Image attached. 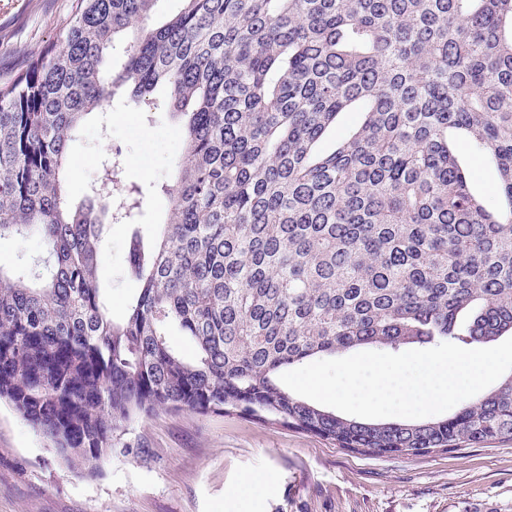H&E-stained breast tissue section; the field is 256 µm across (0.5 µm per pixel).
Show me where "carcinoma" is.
<instances>
[{
    "label": "carcinoma",
    "instance_id": "carcinoma-1",
    "mask_svg": "<svg viewBox=\"0 0 512 512\" xmlns=\"http://www.w3.org/2000/svg\"><path fill=\"white\" fill-rule=\"evenodd\" d=\"M155 2L77 0L61 45L0 83V238L44 245L0 267V401L89 475L156 408L373 456L512 438V376L411 423L343 417L280 380L351 350L512 333V0H181L160 25ZM160 84L184 150L167 221L130 235L140 288L115 319L101 242L127 217L118 163L75 208L62 172L86 115ZM343 112L359 124L318 153ZM450 130L494 159L499 206L471 189ZM512 373V371H507L506 373H504L497 381H495L493 384H491L490 386H488L486 389H484L483 391H481L480 393H478L477 395L469 398V399H466L460 403H458L456 406H454L452 409L448 410L447 412H444L442 414H438V415H433V416H429V417H425V418H419V419H408V418H401V417H385V418H362V417H358V416H354V415H349V414H346L344 412H341L335 408H332V407H329V406H326V405H322L316 401H313L309 398H306V397H303L305 398L306 400L310 401L311 403H314L316 405H319V406H322V407H325V408H328L330 410H333V411H336L337 414H340V415H343V416H347V417H355V418H358V419H361V420H365V421H369V422H417V421H422V420H429V419H440V418H446V417H449L451 416L452 414H454L462 405H464L466 402L468 401H471V400H475L477 398H479L480 396L490 392L491 390L495 389L499 384L500 382L507 376H509L510 374Z\"/></svg>",
    "mask_w": 512,
    "mask_h": 512
}]
</instances>
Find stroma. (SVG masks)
Segmentation results:
<instances>
[{"instance_id": "35a3bbf8", "label": "stroma", "mask_w": 512, "mask_h": 512, "mask_svg": "<svg viewBox=\"0 0 512 512\" xmlns=\"http://www.w3.org/2000/svg\"><path fill=\"white\" fill-rule=\"evenodd\" d=\"M75 0H0V81L60 43ZM157 87L149 105L111 98L68 146L66 183L78 205L111 151L119 187L140 192L134 222L162 224L166 185L183 153L178 119ZM455 151L474 191L498 203L490 156L465 139ZM130 226L104 233L103 281L113 316L139 285L127 277ZM89 479L68 468L6 402H0V512H512V439L416 457L364 456L305 431L238 415L158 409L128 424L118 450Z\"/></svg>"}]
</instances>
